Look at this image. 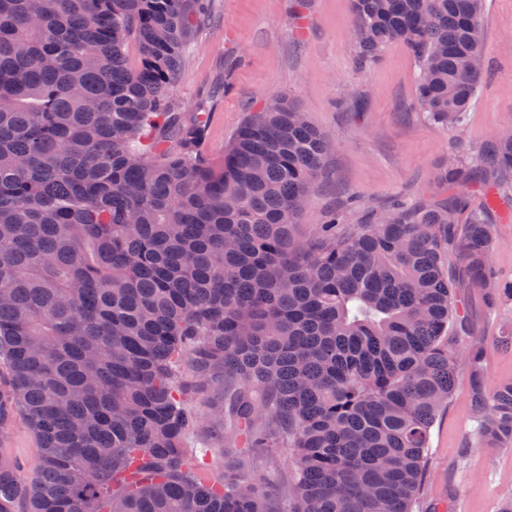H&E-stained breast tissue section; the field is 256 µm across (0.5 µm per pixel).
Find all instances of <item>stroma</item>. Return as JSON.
I'll use <instances>...</instances> for the list:
<instances>
[{"instance_id": "1", "label": "stroma", "mask_w": 512, "mask_h": 512, "mask_svg": "<svg viewBox=\"0 0 512 512\" xmlns=\"http://www.w3.org/2000/svg\"><path fill=\"white\" fill-rule=\"evenodd\" d=\"M186 42L172 101L181 114L205 112L201 149L221 157L238 127L272 95H289L333 145L327 175L315 187L295 232L310 237L326 213L358 195L382 210L392 197L436 204L455 197L442 189L448 154L476 153L512 129V0H484V79L460 126L445 130L416 106L417 64L399 43L360 65L351 0H207ZM465 321L492 338L512 321V301L492 310L476 289H459ZM479 433L467 371H460L447 411L431 430L429 467L415 512H499L512 495V450L478 448ZM0 455L29 475L39 445L23 422L0 432ZM251 469L292 489L286 449L251 450Z\"/></svg>"}]
</instances>
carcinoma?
<instances>
[{
  "mask_svg": "<svg viewBox=\"0 0 512 512\" xmlns=\"http://www.w3.org/2000/svg\"><path fill=\"white\" fill-rule=\"evenodd\" d=\"M482 8L352 0L357 56L404 45L418 110L453 128L482 76ZM202 9L0 0V429L19 417L40 444L26 479L0 457V512H414L461 368L479 447H512V383L484 385L455 292L512 300L491 264L512 132L440 168L482 194L469 221L465 195L395 198L301 240L330 141L296 102L266 98L218 159L205 114L174 112ZM216 385L224 448L289 449L292 495L244 462L211 479L209 449L186 447L190 400Z\"/></svg>",
  "mask_w": 512,
  "mask_h": 512,
  "instance_id": "1",
  "label": "carcinoma"
}]
</instances>
